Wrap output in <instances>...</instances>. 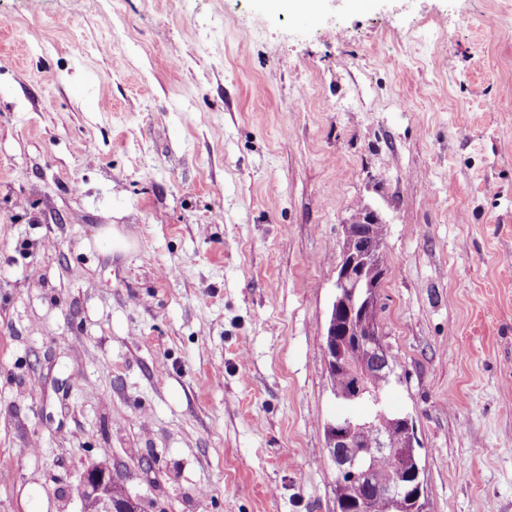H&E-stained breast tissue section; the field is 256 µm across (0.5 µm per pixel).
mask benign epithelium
Returning <instances> with one entry per match:
<instances>
[{
  "mask_svg": "<svg viewBox=\"0 0 512 512\" xmlns=\"http://www.w3.org/2000/svg\"><path fill=\"white\" fill-rule=\"evenodd\" d=\"M386 277L387 270L380 263L379 248L369 235L359 232L353 221H346L341 258L336 266V295L324 342L328 371L334 374L339 369L351 380L339 393L344 403L375 396V391L369 386L366 366L357 362L359 352L366 349L374 352L385 361L387 374H394L380 319V288ZM388 418V412L382 409L364 422L327 424V456L335 465L339 479L357 490L366 484H377V477L363 464L362 458L389 457L394 464L395 475L390 482L378 484L379 491L398 506L404 503L407 495L418 503L422 488L420 467L415 456L417 437L414 424L408 417L401 419L404 435L396 446L381 429ZM366 429L377 435V440L369 447L361 441ZM77 492L84 504L83 512H118L112 503L110 468L91 465L83 470Z\"/></svg>",
  "mask_w": 512,
  "mask_h": 512,
  "instance_id": "1",
  "label": "benign epithelium"
}]
</instances>
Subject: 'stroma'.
<instances>
[{
  "label": "stroma",
  "mask_w": 512,
  "mask_h": 512,
  "mask_svg": "<svg viewBox=\"0 0 512 512\" xmlns=\"http://www.w3.org/2000/svg\"><path fill=\"white\" fill-rule=\"evenodd\" d=\"M354 205L425 512H512V0H0V512H336ZM77 492L84 504L83 512H123L116 510L115 505L123 504L127 494L120 474L111 468L91 465L83 470Z\"/></svg>",
  "instance_id": "obj_1"
}]
</instances>
